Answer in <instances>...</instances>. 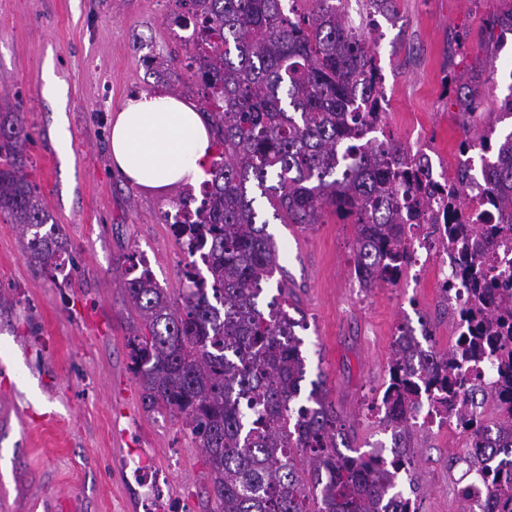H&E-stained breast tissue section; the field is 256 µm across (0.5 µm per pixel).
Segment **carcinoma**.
I'll return each mask as SVG.
<instances>
[{
  "mask_svg": "<svg viewBox=\"0 0 512 512\" xmlns=\"http://www.w3.org/2000/svg\"><path fill=\"white\" fill-rule=\"evenodd\" d=\"M311 2L303 10L299 4ZM192 17L200 39L188 68L209 124L218 159L211 179L200 185L201 203L183 197L172 225L190 261L177 297L160 287L135 253L118 258L124 292L144 323L127 337L130 370L144 408L182 418L204 452L213 502L211 512H420L417 499L396 491L398 476L414 466L407 437L410 415L421 392L436 406L452 409L459 422L477 420L491 401L499 412L494 426L512 437V348L494 332L512 318V295L486 304L497 271L476 273L480 287L464 314L476 335L466 351L444 352L432 344L428 319L421 337L407 323L397 328L382 397L393 417L397 466L384 468L370 454L350 455L342 416L329 400L322 377L305 381L300 322L288 315V286L264 301V285L282 272L269 220L261 219L248 196L260 191L282 224L309 228L332 212L352 224L354 268L365 270L363 287L383 285L407 254L404 224L424 219L435 185L429 171L405 144L368 138L382 122L387 94L375 52L360 27L342 10V0H178ZM488 22L512 34V0ZM28 141L23 112L0 113V212L31 233L29 258L55 271L62 230L46 232L47 214L25 172ZM492 160L484 179L492 203L512 219V131L483 138ZM470 175L465 164L441 200L460 205ZM486 234L482 224H452L443 242L450 262L461 239ZM487 361L498 379L477 388L454 389L448 374L462 358ZM511 480L494 475L489 495L502 512H512V446L493 448Z\"/></svg>",
  "mask_w": 512,
  "mask_h": 512,
  "instance_id": "obj_1",
  "label": "carcinoma"
}]
</instances>
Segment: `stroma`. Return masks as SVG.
<instances>
[{
	"label": "stroma",
	"mask_w": 512,
	"mask_h": 512,
	"mask_svg": "<svg viewBox=\"0 0 512 512\" xmlns=\"http://www.w3.org/2000/svg\"><path fill=\"white\" fill-rule=\"evenodd\" d=\"M385 76L384 132L456 164L462 141L512 130L498 118L512 90V35L496 47L488 19L501 0H396L397 15L369 17L344 0ZM171 0H0V105H20L30 140L27 173L65 237L64 271L31 261L0 213V512H209L201 448L181 420L147 411L129 369L127 338L142 321L123 294L120 254L146 258L160 287L182 285L188 257L166 220L177 189L150 195L112 168L110 119L128 98L164 93L152 57L188 63ZM479 77L475 117L442 86ZM268 230L304 317L306 378L324 375L353 447L391 434L371 402L388 378L397 327L427 316L439 351L453 344L454 313L432 273L399 287L359 288L355 228L328 216L304 229ZM416 465L398 488L420 512H462L463 435L416 425Z\"/></svg>",
	"instance_id": "stroma-1"
}]
</instances>
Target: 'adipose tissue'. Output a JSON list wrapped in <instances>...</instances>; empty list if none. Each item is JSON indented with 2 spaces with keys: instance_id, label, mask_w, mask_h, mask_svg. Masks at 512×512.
<instances>
[{
  "instance_id": "adipose-tissue-1",
  "label": "adipose tissue",
  "mask_w": 512,
  "mask_h": 512,
  "mask_svg": "<svg viewBox=\"0 0 512 512\" xmlns=\"http://www.w3.org/2000/svg\"><path fill=\"white\" fill-rule=\"evenodd\" d=\"M110 147L115 169L129 184L159 194L207 180L215 154L195 102L146 93L114 113Z\"/></svg>"
}]
</instances>
